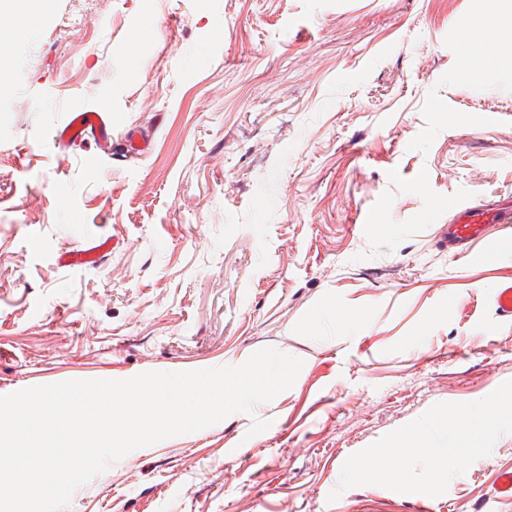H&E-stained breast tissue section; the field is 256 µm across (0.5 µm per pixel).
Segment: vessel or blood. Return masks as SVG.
<instances>
[{"label": "vessel or blood", "mask_w": 512, "mask_h": 512, "mask_svg": "<svg viewBox=\"0 0 512 512\" xmlns=\"http://www.w3.org/2000/svg\"><path fill=\"white\" fill-rule=\"evenodd\" d=\"M84 140L93 141L103 152H111L112 128L107 110L76 115L69 126L58 134L55 144L64 150ZM491 224H512V197L486 199L475 205L457 208L443 236L449 256L458 258L471 255L474 245L484 238L486 228ZM106 248L103 242L91 247L77 244L65 252L64 258L76 265H93L98 263Z\"/></svg>", "instance_id": "obj_1"}]
</instances>
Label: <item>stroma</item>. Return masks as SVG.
<instances>
[{"label":"stroma","mask_w":512,"mask_h":512,"mask_svg":"<svg viewBox=\"0 0 512 512\" xmlns=\"http://www.w3.org/2000/svg\"><path fill=\"white\" fill-rule=\"evenodd\" d=\"M474 0H14L0 8V395L67 380L304 366L252 412L137 449L62 512H512V432L437 497L344 462L438 403L512 380V227L439 229L512 195V66H469ZM112 138L59 164L69 110ZM111 239L102 263L72 245ZM489 224H512V197L486 199L457 208L443 236L448 255L470 256L476 242L486 238ZM108 241H103L98 245L87 247L77 244L63 254V258L70 264L88 265L97 264L102 253L108 248Z\"/></svg>","instance_id":"35a3bbf8"}]
</instances>
